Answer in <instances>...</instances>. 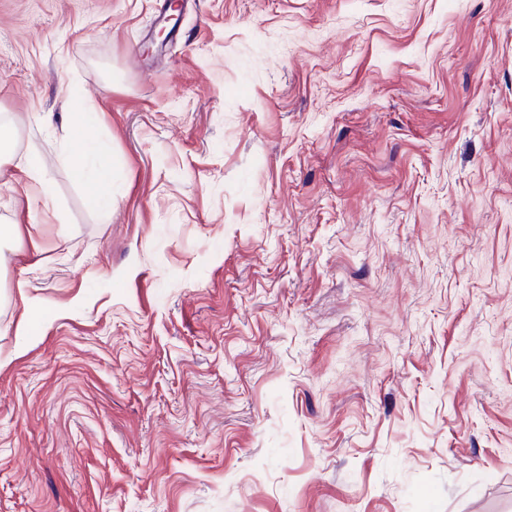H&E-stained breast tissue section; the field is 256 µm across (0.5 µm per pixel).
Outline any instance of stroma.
<instances>
[{"label":"stroma","mask_w":512,"mask_h":512,"mask_svg":"<svg viewBox=\"0 0 512 512\" xmlns=\"http://www.w3.org/2000/svg\"><path fill=\"white\" fill-rule=\"evenodd\" d=\"M167 2L0 0V512H512V0ZM24 123L18 116H11L8 120L0 121V165L5 157L11 154L17 138L19 127ZM68 161L75 179L96 191L99 197L101 187L110 179V168L105 158L95 155L93 149L87 145H72L68 152Z\"/></svg>","instance_id":"1"}]
</instances>
